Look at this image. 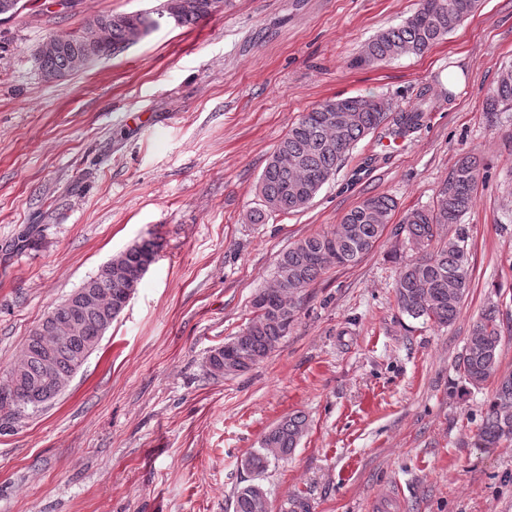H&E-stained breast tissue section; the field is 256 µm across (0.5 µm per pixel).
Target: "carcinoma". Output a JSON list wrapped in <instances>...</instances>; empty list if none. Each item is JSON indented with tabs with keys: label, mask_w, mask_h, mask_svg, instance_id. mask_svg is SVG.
<instances>
[{
	"label": "carcinoma",
	"mask_w": 512,
	"mask_h": 512,
	"mask_svg": "<svg viewBox=\"0 0 512 512\" xmlns=\"http://www.w3.org/2000/svg\"><path fill=\"white\" fill-rule=\"evenodd\" d=\"M479 0H419L414 13L398 27L377 34L357 58L359 65H372L405 55H421L472 16ZM210 0H163L148 17L129 13L100 17L110 23V40L100 49H89L79 36L65 37L61 50L37 62L40 70H61L73 54L87 62L115 54L129 45L133 30L148 35L163 18L175 17L177 26L191 27L211 17ZM423 104L406 112H388L382 102L367 97L327 99L295 122L277 144L257 185L260 206L251 210L252 224L264 223L271 214L299 212L309 206L320 189L342 165L346 154L362 138L392 119L388 136H404L423 125L433 103L422 95ZM487 112H512V75H500L485 103ZM481 174L480 161L471 153L462 155L441 184L436 205L405 214L401 223L389 227L397 208L387 195L364 198L350 209L331 231L314 233L290 246L280 256L270 287L252 299L253 317L245 328L211 349L206 357L207 373L215 379L239 375L266 358L288 335L307 288L333 265L352 266L370 254L387 233L403 247L418 254L401 266L394 292L400 312L412 319L451 324L467 296L471 283L468 233L461 224L472 208ZM157 237L149 235L112 258L135 274L145 260L158 256ZM139 278L107 279L97 272L86 281L94 302L74 311L63 302L53 315L30 331L25 345L0 385V409L19 420L28 412L52 403L68 386L98 347L112 322L120 315L116 305L136 290ZM498 306L484 309L473 323L463 351L454 365L458 379L478 388L496 379L489 401L474 434L477 448H497L512 442V373L499 375L502 338ZM76 321L69 339L56 343L51 336L54 321ZM53 348L52 367L45 353ZM308 429L306 416L283 417L261 439L260 447L242 460L254 476L264 474L271 462L291 454ZM282 512H313L305 495L287 498ZM233 512H270L263 486L252 482L237 489Z\"/></svg>",
	"instance_id": "obj_1"
}]
</instances>
